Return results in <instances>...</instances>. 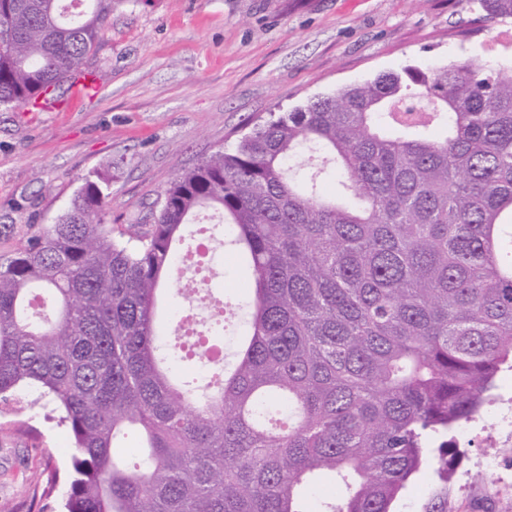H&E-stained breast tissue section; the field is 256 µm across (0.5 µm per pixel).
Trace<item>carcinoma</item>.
I'll use <instances>...</instances> for the list:
<instances>
[{
  "label": "carcinoma",
  "mask_w": 512,
  "mask_h": 512,
  "mask_svg": "<svg viewBox=\"0 0 512 512\" xmlns=\"http://www.w3.org/2000/svg\"><path fill=\"white\" fill-rule=\"evenodd\" d=\"M512 20V0H475ZM112 0H0V107L30 112L85 72ZM442 122L447 134L431 128ZM323 152L301 177L287 161ZM342 187L327 199L318 180ZM108 171L0 257V406L21 387L73 441L62 512H389L427 448L512 369V61L406 66L271 116L176 174L155 223L104 224ZM210 209L247 254L249 335L203 387L186 320L156 343L161 285ZM137 435V461L114 455Z\"/></svg>",
  "instance_id": "cac0c4a2"
}]
</instances>
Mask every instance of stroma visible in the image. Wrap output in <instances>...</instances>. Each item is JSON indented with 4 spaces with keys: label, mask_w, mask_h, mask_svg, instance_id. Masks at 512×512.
Segmentation results:
<instances>
[{
    "label": "stroma",
    "mask_w": 512,
    "mask_h": 512,
    "mask_svg": "<svg viewBox=\"0 0 512 512\" xmlns=\"http://www.w3.org/2000/svg\"><path fill=\"white\" fill-rule=\"evenodd\" d=\"M512 58V23L479 19L471 0H118L86 66L95 97L61 82L63 112L0 108V255L34 227L56 223L85 176L109 169L105 222L153 223L174 174L232 147L270 113L408 65ZM213 289L233 305L224 332L233 354L245 328L248 277L231 245L217 248ZM512 411V370L492 399L449 434L460 452L440 478L424 464L393 512H512V432H491ZM46 408L0 413V501L32 505L51 470L74 452Z\"/></svg>",
    "instance_id": "1"
}]
</instances>
